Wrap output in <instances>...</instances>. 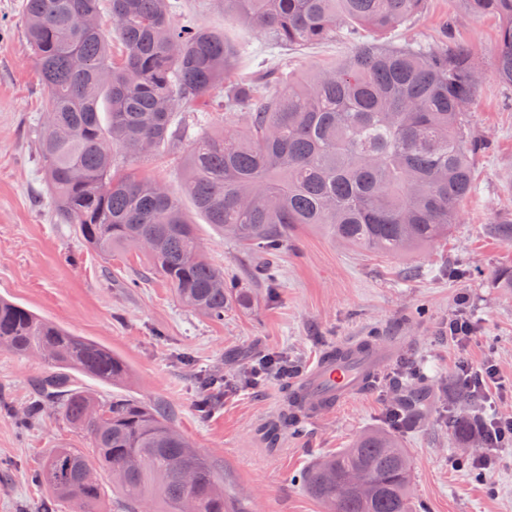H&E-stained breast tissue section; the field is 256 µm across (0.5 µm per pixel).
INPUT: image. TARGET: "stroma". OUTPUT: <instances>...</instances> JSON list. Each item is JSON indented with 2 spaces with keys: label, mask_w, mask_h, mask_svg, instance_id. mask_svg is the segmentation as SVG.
I'll use <instances>...</instances> for the list:
<instances>
[{
  "label": "stroma",
  "mask_w": 512,
  "mask_h": 512,
  "mask_svg": "<svg viewBox=\"0 0 512 512\" xmlns=\"http://www.w3.org/2000/svg\"><path fill=\"white\" fill-rule=\"evenodd\" d=\"M23 5L0 0V297L109 346L131 367L125 383L81 375V386L102 401L124 396L164 405L175 427L221 466L238 512H324L299 484L300 473L364 432L390 429L393 381L403 374V361L413 362L421 385L453 380L455 352L441 329L459 311L476 326L473 362L494 361L504 386L486 401L485 414L512 416V288L492 276L493 269H512V244L488 231L512 218V88L491 75L497 18H475L457 0H426L417 17L382 37L426 47L451 37L472 48L486 75L465 118L488 147L472 160L474 191L446 243L386 256L299 227L275 256L246 253L208 224L182 188L188 142L245 122L244 115L225 114L215 95L181 113L182 135L166 149L143 161L122 160L120 170L153 177L178 194L207 258L223 267L226 281L249 288L250 305L231 304L223 321L214 322L182 306L144 252L102 256L57 219L39 150L46 89L26 38ZM176 17L226 31L293 78L341 62L350 50L341 33L307 48H269L248 26L225 28L222 0H178ZM259 264L272 269L273 280L254 279ZM411 268L416 277H407ZM355 336L374 337L377 350L390 352L371 387L300 431L276 430L292 377L250 388L243 370L272 354L305 371ZM46 371L39 358L0 350V393L12 406L0 413V512H38L51 497L31 479L43 459L62 446H90L50 405L38 422L18 429L15 419ZM209 375L223 385L203 415L198 380ZM454 403V394L436 396L426 424L399 435L411 462L415 512H512V446L498 449L494 467L477 477L468 461L482 455L481 446L438 425Z\"/></svg>",
  "instance_id": "stroma-1"
}]
</instances>
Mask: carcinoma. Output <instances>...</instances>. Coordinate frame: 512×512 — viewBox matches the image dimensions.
Instances as JSON below:
<instances>
[{
	"label": "carcinoma",
	"mask_w": 512,
	"mask_h": 512,
	"mask_svg": "<svg viewBox=\"0 0 512 512\" xmlns=\"http://www.w3.org/2000/svg\"><path fill=\"white\" fill-rule=\"evenodd\" d=\"M424 0H224V24L243 23L284 49L322 43L338 32L352 41L340 63L281 90L236 80V43L204 25L177 23L172 0H110L112 33L123 46L111 57L101 27L79 28L99 15L100 0H26L27 39L46 88L40 133L45 183L63 224L104 256L152 243L153 267L180 303L224 320L231 303H251L245 288L224 279L204 256L170 191L136 173L115 170L117 155L145 158L179 136L176 114L224 86V113L245 115L243 128L190 142L183 189L208 223L247 252L280 253L298 225L322 227L352 247L401 255L448 239L459 208L473 191L471 157L486 149L463 108L479 90L470 48L375 41L409 22ZM471 15L499 20L492 75L512 86V0H459ZM110 112L102 124L98 106ZM0 348L39 355L54 369L35 382L17 423L27 427L51 404L87 432L94 448H57L33 476L52 500L92 512L100 473L121 480L112 489L127 512H182L184 474L193 479L196 512H230L213 462L197 451L158 405L114 397L100 402L72 373L120 384L126 362L93 340L75 336L26 307L0 298ZM394 401L401 425L425 418L427 393L401 384ZM280 426L300 429L293 394ZM460 411L442 421L458 436L495 444L478 429L482 395L458 388ZM300 481L326 512H412L411 464L389 430L360 436L312 464Z\"/></svg>",
	"instance_id": "1"
}]
</instances>
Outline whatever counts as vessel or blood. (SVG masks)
Listing matches in <instances>:
<instances>
[{
    "mask_svg": "<svg viewBox=\"0 0 512 512\" xmlns=\"http://www.w3.org/2000/svg\"><path fill=\"white\" fill-rule=\"evenodd\" d=\"M373 375L374 363L370 360L356 365L350 361L322 359L295 387L311 417L316 419L365 391Z\"/></svg>",
    "mask_w": 512,
    "mask_h": 512,
    "instance_id": "1",
    "label": "vessel or blood"
}]
</instances>
